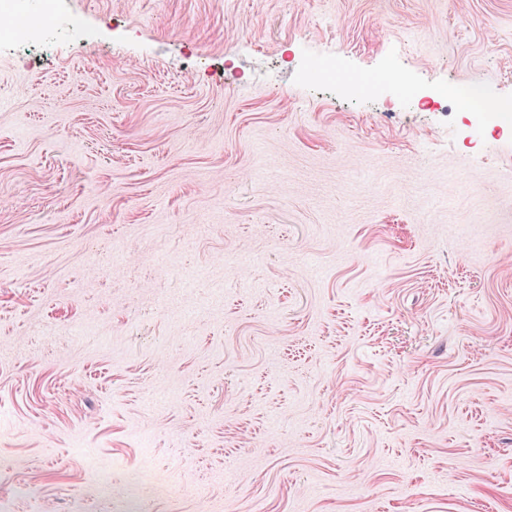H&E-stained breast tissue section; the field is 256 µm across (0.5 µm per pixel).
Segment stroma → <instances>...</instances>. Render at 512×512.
<instances>
[{
  "label": "stroma",
  "instance_id": "1",
  "mask_svg": "<svg viewBox=\"0 0 512 512\" xmlns=\"http://www.w3.org/2000/svg\"><path fill=\"white\" fill-rule=\"evenodd\" d=\"M0 11V512H512V0Z\"/></svg>",
  "mask_w": 512,
  "mask_h": 512
}]
</instances>
